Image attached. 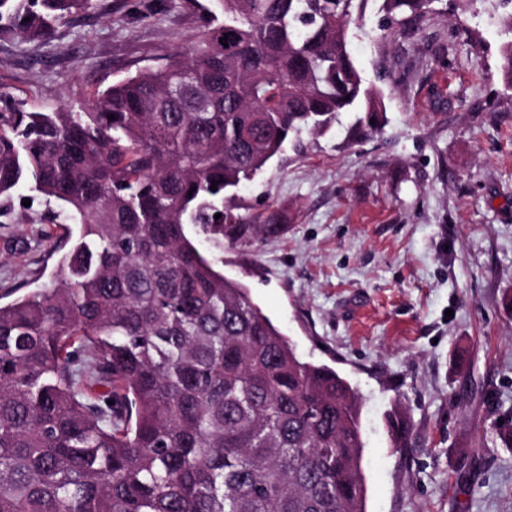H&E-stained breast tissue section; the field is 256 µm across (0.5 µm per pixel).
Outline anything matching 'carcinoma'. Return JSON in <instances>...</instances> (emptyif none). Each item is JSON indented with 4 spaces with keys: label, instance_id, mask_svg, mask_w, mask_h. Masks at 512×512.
<instances>
[{
    "label": "carcinoma",
    "instance_id": "carcinoma-1",
    "mask_svg": "<svg viewBox=\"0 0 512 512\" xmlns=\"http://www.w3.org/2000/svg\"><path fill=\"white\" fill-rule=\"evenodd\" d=\"M362 2L217 0L224 23L90 104L0 111V204L26 186L77 227L59 287L0 302V512H365L356 389L202 249L281 233L233 198L285 145L344 112L381 131L350 49ZM432 3L383 8L418 21ZM91 5L0 0V41Z\"/></svg>",
    "mask_w": 512,
    "mask_h": 512
}]
</instances>
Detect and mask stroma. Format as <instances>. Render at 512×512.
Wrapping results in <instances>:
<instances>
[{
	"instance_id": "obj_1",
	"label": "stroma",
	"mask_w": 512,
	"mask_h": 512,
	"mask_svg": "<svg viewBox=\"0 0 512 512\" xmlns=\"http://www.w3.org/2000/svg\"><path fill=\"white\" fill-rule=\"evenodd\" d=\"M351 49L380 87L381 134L354 120L286 148L238 192L288 230L224 247L226 277L362 398L366 512H512V88L497 71L496 0H433L418 23L366 0ZM211 0H96L42 43L0 42V92L84 106L97 90L186 49ZM27 220L18 224L16 213ZM64 221L21 190L0 213V300L57 286ZM453 317H446V310ZM411 429L396 450L388 419Z\"/></svg>"
}]
</instances>
